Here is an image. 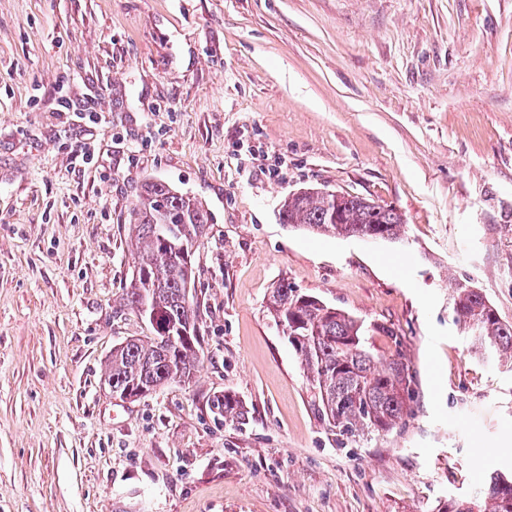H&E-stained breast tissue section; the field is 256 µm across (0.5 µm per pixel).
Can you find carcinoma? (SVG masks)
<instances>
[{
  "label": "carcinoma",
  "instance_id": "1",
  "mask_svg": "<svg viewBox=\"0 0 512 512\" xmlns=\"http://www.w3.org/2000/svg\"><path fill=\"white\" fill-rule=\"evenodd\" d=\"M280 223L326 236L400 239L404 218L394 208L350 193L331 196L307 189L286 198ZM211 216L198 199L160 179L146 181L130 213L135 265L123 305L153 329L147 341L128 340L112 348L106 381L112 395L140 399L179 379L192 380L202 351L196 310L187 308L185 287L194 280L193 248ZM274 326L283 328L307 373L318 416L347 439L380 434L410 414L417 374L402 341L385 325L371 328L342 309L285 282L268 300ZM456 322L468 330L483 360L512 359V324L504 322L477 288L460 286L453 298ZM387 336L391 351L379 354L370 333ZM212 411L231 423L246 420L235 394L213 397ZM438 512H512V478L499 473L467 499H451Z\"/></svg>",
  "mask_w": 512,
  "mask_h": 512
}]
</instances>
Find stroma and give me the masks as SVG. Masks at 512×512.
<instances>
[{"mask_svg":"<svg viewBox=\"0 0 512 512\" xmlns=\"http://www.w3.org/2000/svg\"><path fill=\"white\" fill-rule=\"evenodd\" d=\"M151 179L212 216L204 341L129 401L103 378L152 335L122 305ZM312 185L397 209L400 240L282 224ZM281 282L402 336L410 416L326 428ZM459 285L512 323V0H0V512H437L512 477V360L482 361ZM211 408L214 413L223 416L225 421L242 423L246 420L241 402L231 392H222L221 394L214 395L211 401Z\"/></svg>","mask_w":512,"mask_h":512,"instance_id":"35a3bbf8","label":"stroma"}]
</instances>
